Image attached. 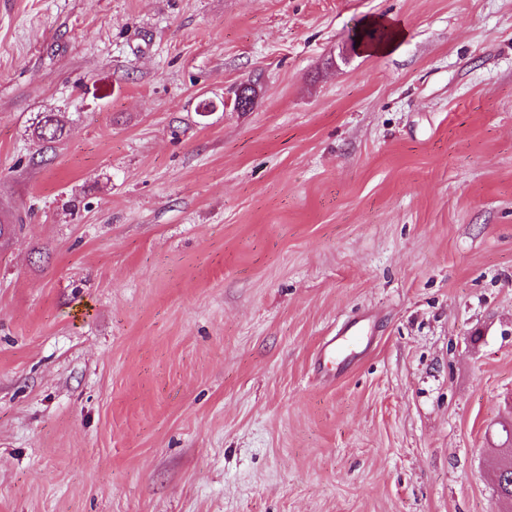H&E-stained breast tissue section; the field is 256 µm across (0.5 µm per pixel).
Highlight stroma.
I'll list each match as a JSON object with an SVG mask.
<instances>
[{
	"label": "stroma",
	"mask_w": 512,
	"mask_h": 512,
	"mask_svg": "<svg viewBox=\"0 0 512 512\" xmlns=\"http://www.w3.org/2000/svg\"><path fill=\"white\" fill-rule=\"evenodd\" d=\"M2 219L0 512H499L512 0H0ZM368 27L384 31L385 36L379 41L362 44V49L371 54H381L391 50L405 37V30L392 19L372 18L365 21ZM65 125L57 114L44 112L32 130V136L47 143H53L63 138ZM357 336L363 339L362 335V327L355 324L347 326L342 332L338 333L336 336H332L328 340H326L319 351L318 355V368L325 373H328L330 370L328 368V364L332 363L336 358V353L341 351L344 347L346 336Z\"/></svg>",
	"instance_id": "35a3bbf8"
}]
</instances>
